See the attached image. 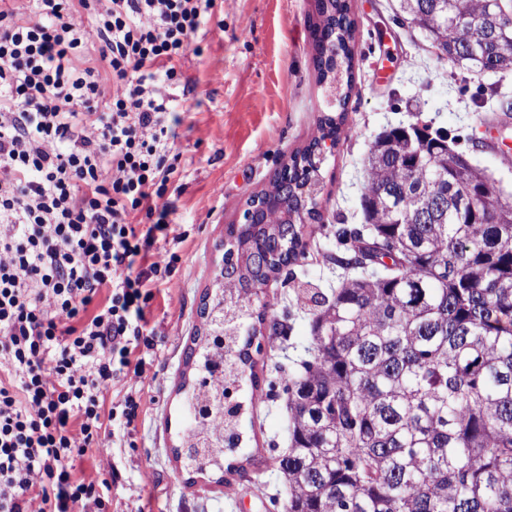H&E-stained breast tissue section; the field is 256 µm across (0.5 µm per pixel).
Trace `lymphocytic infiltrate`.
<instances>
[{"label":"lymphocytic infiltrate","mask_w":512,"mask_h":512,"mask_svg":"<svg viewBox=\"0 0 512 512\" xmlns=\"http://www.w3.org/2000/svg\"><path fill=\"white\" fill-rule=\"evenodd\" d=\"M214 6L0 7V512H110L111 479L74 461L111 454L106 397L153 346L152 287L177 260L166 89Z\"/></svg>","instance_id":"f902f5d3"}]
</instances>
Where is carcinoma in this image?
<instances>
[{"mask_svg":"<svg viewBox=\"0 0 512 512\" xmlns=\"http://www.w3.org/2000/svg\"><path fill=\"white\" fill-rule=\"evenodd\" d=\"M439 54L479 74L512 71V26L479 25L488 0H401ZM355 20L349 0H317L313 63L331 79L336 46L341 89L336 115L293 155L288 175L262 190L288 205L296 224H233L224 242L223 283L200 311V360L224 359L223 382L200 370L191 394L199 423L223 425L237 448L243 404L224 398L240 380L258 388L251 353L263 333L288 334L284 319L255 312L263 286L305 255L303 221L320 214L300 187L318 177L319 141L343 132L353 86ZM361 206L363 270L314 303L311 359L288 381V448L275 458L287 483L286 512H512V199L483 172L454 166L446 138L415 125L378 136L366 154ZM189 472L224 470L210 436L183 432Z\"/></svg>","mask_w":512,"mask_h":512,"instance_id":"obj_1","label":"carcinoma"}]
</instances>
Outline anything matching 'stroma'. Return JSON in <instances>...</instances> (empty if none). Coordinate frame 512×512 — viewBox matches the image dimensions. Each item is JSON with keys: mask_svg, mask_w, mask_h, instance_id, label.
<instances>
[{"mask_svg": "<svg viewBox=\"0 0 512 512\" xmlns=\"http://www.w3.org/2000/svg\"><path fill=\"white\" fill-rule=\"evenodd\" d=\"M315 0H216L214 12L181 62L182 85L170 88L181 125L175 143L173 220L181 240L178 260L152 304L153 347L145 373L133 379L145 394L130 425L115 426L112 455L76 461L96 479L107 475L112 512H285V481L273 463L288 446L285 386L310 358L313 312L295 289L309 280L331 291L355 271L328 262L351 242L342 227L364 222L361 198L369 144L383 132L418 124L445 134L450 149L512 197V72L473 74L439 58L425 32L400 9V0H350L356 21L354 84L344 132L320 173L319 222L307 225L306 256L265 288L267 315L287 319L286 338L263 343L253 415L245 416L246 447L226 454L235 473L183 470L174 448L187 423L184 379L193 336L202 333L199 310L223 264L224 237L245 203L318 134L327 114L313 65L311 17Z\"/></svg>", "mask_w": 512, "mask_h": 512, "instance_id": "obj_1", "label": "stroma"}]
</instances>
